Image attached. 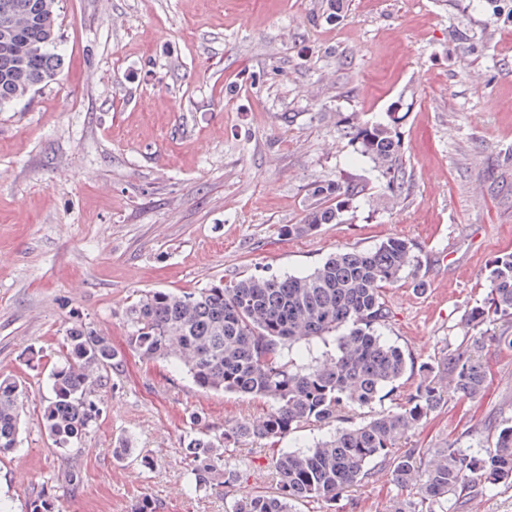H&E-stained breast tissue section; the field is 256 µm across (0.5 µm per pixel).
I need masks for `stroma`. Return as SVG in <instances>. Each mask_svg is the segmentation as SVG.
Instances as JSON below:
<instances>
[{"label":"stroma","instance_id":"obj_1","mask_svg":"<svg viewBox=\"0 0 512 512\" xmlns=\"http://www.w3.org/2000/svg\"><path fill=\"white\" fill-rule=\"evenodd\" d=\"M59 0L56 80L0 110V373L25 385L16 453L0 459V500L25 512H229L272 491V455L321 440L305 426L224 451L244 478L187 491L184 441L271 409L206 392L128 346L124 312L141 292L193 290L252 274H304L338 250L392 238L417 247L414 276L387 286L383 333L415 364L440 363L483 335L488 384L448 401L402 441L466 445L512 418V347L500 322L474 327L492 261L512 253V23L486 0ZM398 113L407 182L385 191L355 157L346 120ZM363 185L340 222L297 236L315 185ZM109 338L123 360L82 443L64 452L40 427L48 375L68 327ZM129 438L133 457L112 454ZM149 465H142L141 457ZM73 469L77 485L62 480ZM407 493L388 471L344 493L337 512H393Z\"/></svg>","mask_w":512,"mask_h":512}]
</instances>
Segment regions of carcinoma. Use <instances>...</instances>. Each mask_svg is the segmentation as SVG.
<instances>
[{"mask_svg":"<svg viewBox=\"0 0 512 512\" xmlns=\"http://www.w3.org/2000/svg\"><path fill=\"white\" fill-rule=\"evenodd\" d=\"M0 110L62 66L57 45V0H0ZM358 156L369 160L391 196L404 188L400 144L392 124L345 125ZM359 193L347 176L313 188L318 203L302 223L282 232L292 236L332 224L341 217L342 199ZM336 198V206L323 199ZM418 265L414 244L390 239L370 250L341 251L311 272L285 277L250 275L208 288L145 291L125 309L129 347L146 362L166 360L182 369L202 390L261 397L272 403L259 420L243 419L219 435L193 417L186 439L191 488H207L219 474L232 488L243 475L224 468V448L250 439L273 440L305 425L331 427L342 413L371 405L414 365L410 355L383 339L388 310L383 288ZM512 317V253L492 262L487 305L471 312L474 325ZM337 335V354L327 365L308 360L315 338ZM123 361L108 338L91 326L66 330L59 362L52 367L50 396L43 400L41 423L54 445L66 452L90 432L101 413V392L114 388L112 375ZM421 381L398 412L368 422L340 426L313 446L271 458L276 491L235 499L231 512H296L298 504L327 507L372 475L371 464L388 467L392 480L416 490L420 508L402 502L394 512H436L448 498L478 489L512 487V421L495 427L486 440L466 448L453 441L420 454L396 451L401 440L447 401L448 383L469 398L487 382L476 353L453 355L447 367L420 365ZM25 387L0 377V457L18 447ZM27 512H54L50 494L29 501Z\"/></svg>","mask_w":512,"mask_h":512,"instance_id":"1","label":"carcinoma"}]
</instances>
